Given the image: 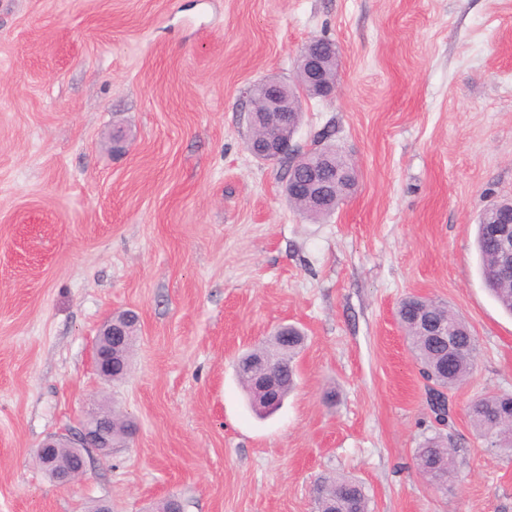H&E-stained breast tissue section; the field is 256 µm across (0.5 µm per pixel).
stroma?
<instances>
[{
    "instance_id": "obj_1",
    "label": "stroma",
    "mask_w": 512,
    "mask_h": 512,
    "mask_svg": "<svg viewBox=\"0 0 512 512\" xmlns=\"http://www.w3.org/2000/svg\"><path fill=\"white\" fill-rule=\"evenodd\" d=\"M315 37L337 90L302 98L294 140L335 128L357 169L318 222L246 145L249 87L295 80ZM510 198L512 0H0V512H315L323 475L372 512H512V456L467 415L512 392V315L475 247ZM412 294L478 340L444 491L415 464L442 428L398 321ZM127 310L129 372L101 379L97 329ZM283 324L307 336L298 385L261 419L234 366ZM112 407L127 447L52 481L39 444ZM354 179L355 177L353 176L350 189L354 184ZM349 190L344 196L338 198L335 203H330L322 207L313 206L303 199H293L290 201V204L304 218L311 221H318L331 215L336 207L346 198L345 196L348 194Z\"/></svg>"
}]
</instances>
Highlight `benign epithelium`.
<instances>
[{
  "label": "benign epithelium",
  "instance_id": "7a95c632",
  "mask_svg": "<svg viewBox=\"0 0 512 512\" xmlns=\"http://www.w3.org/2000/svg\"><path fill=\"white\" fill-rule=\"evenodd\" d=\"M338 53L333 42H324L319 50L303 51L299 54L298 64L303 69L306 85L300 91L301 95L329 97L335 92V84L326 80L324 61L327 56ZM252 109L249 111V126L258 132L260 143L253 145L257 157L270 162L288 160L292 170L303 177V183L297 178L288 180L286 194L292 198L298 192L316 201L338 197L346 191L344 183L340 182L341 174H336L334 180H324L320 176V166L307 160L308 153L298 150L293 144L294 135L286 136L282 130L296 129L290 117L288 95L285 84L274 78H269L255 84L251 91ZM482 223L486 224L487 233L495 238L499 245L497 277L512 280V224L500 223L483 216ZM416 323L425 335L430 336L446 345L448 359L455 360L460 354L459 342L455 334L439 322L431 320L425 310L416 311ZM126 319L119 316L108 319L102 326L94 349V366L102 378L112 379V371L124 363V348L126 343ZM241 367L250 369L261 368V373L254 377L253 387L261 395L262 401L268 405L276 404L280 399V389L277 378L280 365L274 355L259 346L250 351V355L240 362ZM66 442L77 449L78 470L53 467L54 449L60 442ZM112 419L98 414L86 421L82 428L67 438L50 436L37 448V457L47 467L52 478L62 484L73 482L86 469L87 458L93 450L108 453L112 450Z\"/></svg>",
  "mask_w": 512,
  "mask_h": 512
}]
</instances>
